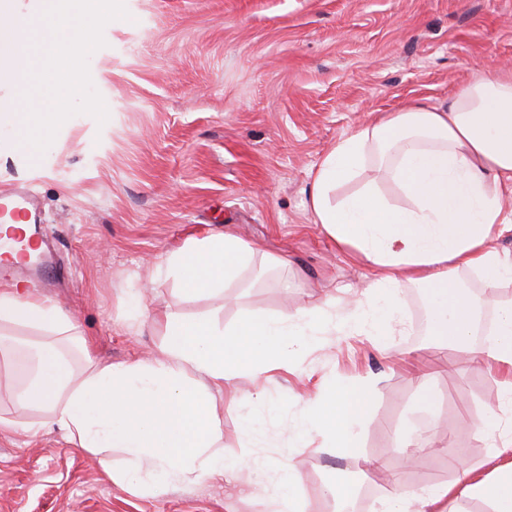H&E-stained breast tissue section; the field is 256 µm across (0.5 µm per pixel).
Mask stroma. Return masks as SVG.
<instances>
[{
    "label": "stroma",
    "mask_w": 512,
    "mask_h": 512,
    "mask_svg": "<svg viewBox=\"0 0 512 512\" xmlns=\"http://www.w3.org/2000/svg\"><path fill=\"white\" fill-rule=\"evenodd\" d=\"M128 19L104 29L89 62L111 114L63 125L43 159L0 157V190L26 187L59 266L69 277L53 293L27 282L23 293L65 313L99 364L160 356L166 311L224 328L251 315L314 305L338 289H366L368 267L337 251L313 222V176L336 142L361 123L412 101L447 108L473 70L512 60V0H125ZM229 232L254 246L250 267L224 293L192 295L164 270L187 240ZM285 258L272 268L266 256ZM154 289L140 292L142 280ZM400 297L407 331L389 351L362 336H334L293 371L274 370L240 389L261 387L269 409L247 435L252 404L224 405L222 454L257 457L248 483L225 475L143 496L111 481L122 449L103 459L75 447L44 413L19 405L24 367L0 368V512H265L254 488L267 469L293 463L305 512H336L325 486L351 490V512H372L388 484L365 462L398 467L392 445L411 425L432 439L400 483L451 482L448 460L484 462L490 435L477 428L497 404L502 376L471 351L439 346L427 331L421 288ZM430 374L434 413L419 408L412 368ZM379 379L357 455L293 450L291 428L309 399L360 375Z\"/></svg>",
    "instance_id": "stroma-1"
}]
</instances>
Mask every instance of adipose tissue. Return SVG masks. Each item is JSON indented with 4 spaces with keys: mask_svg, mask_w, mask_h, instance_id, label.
<instances>
[{
    "mask_svg": "<svg viewBox=\"0 0 512 512\" xmlns=\"http://www.w3.org/2000/svg\"><path fill=\"white\" fill-rule=\"evenodd\" d=\"M15 13L16 0H0V87L23 72L26 49ZM371 161L388 168L408 206L392 205L371 182L334 199L336 188ZM309 206L314 223L337 247L373 271V282L353 294L350 307L331 297L280 316L246 318L230 331L170 314L160 359L92 363L79 375L54 344L40 343L24 358L28 376L16 399L47 413L92 457L123 449L131 465L115 481L148 494L227 472L248 479L257 460L228 466L216 450L221 430L213 391L223 392L232 408L243 397L233 388L237 378L286 366L318 337L404 331L399 293L405 284L423 288L432 335L445 346L470 349L480 302L462 285L461 273L487 288L512 275V256L494 245L512 230L505 217L512 208V68L476 71L445 110L410 105L356 128L323 158ZM254 254L225 233L184 244L164 265L186 291L216 292L237 280ZM0 322L57 335L73 329L56 306L14 289L0 291ZM491 334L481 355L505 373L498 405L511 409L512 299L498 303ZM374 392L372 381L360 380L310 399L295 424V448L305 452L316 436L341 453L358 447ZM454 466L451 483L411 492L393 488L380 512H453L461 500L481 501L485 512H512V429L499 434L484 468L461 456ZM297 481L293 465L273 470L262 488L267 512H300Z\"/></svg>",
    "mask_w": 512,
    "mask_h": 512,
    "instance_id": "obj_1",
    "label": "adipose tissue"
}]
</instances>
